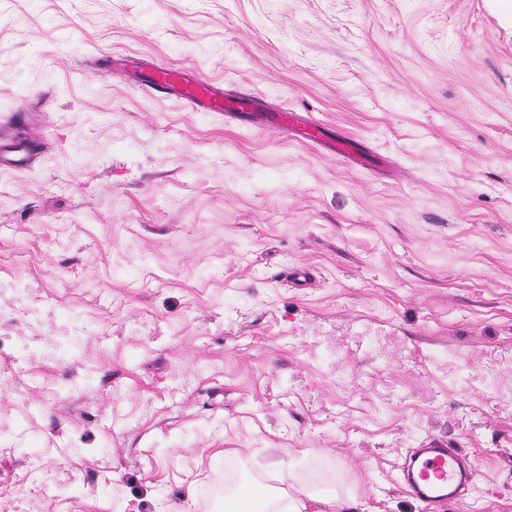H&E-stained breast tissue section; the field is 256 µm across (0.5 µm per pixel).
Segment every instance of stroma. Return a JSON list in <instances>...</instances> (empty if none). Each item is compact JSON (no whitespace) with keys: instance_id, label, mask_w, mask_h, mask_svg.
<instances>
[{"instance_id":"1","label":"stroma","mask_w":512,"mask_h":512,"mask_svg":"<svg viewBox=\"0 0 512 512\" xmlns=\"http://www.w3.org/2000/svg\"><path fill=\"white\" fill-rule=\"evenodd\" d=\"M106 52L323 137L152 97ZM20 105L47 140L0 170V512H224L225 472L276 498L284 464L428 512L401 465L430 438L475 466L447 512H512L505 0H0Z\"/></svg>"}]
</instances>
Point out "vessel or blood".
<instances>
[{"label": "vessel or blood", "mask_w": 512, "mask_h": 512, "mask_svg": "<svg viewBox=\"0 0 512 512\" xmlns=\"http://www.w3.org/2000/svg\"><path fill=\"white\" fill-rule=\"evenodd\" d=\"M142 72L147 92L178 95L203 112L241 115L251 105L248 97H226L223 88L210 81L187 78L180 69L162 63L145 64ZM6 123L11 127L24 128L25 136L14 140L6 138L0 131V168L18 166L44 138L42 129L29 126L27 112L11 113ZM473 475L465 455L456 449L443 447L433 439L416 449L404 463V477L412 493L423 502L439 507L459 501Z\"/></svg>", "instance_id": "vessel-or-blood-1"}]
</instances>
